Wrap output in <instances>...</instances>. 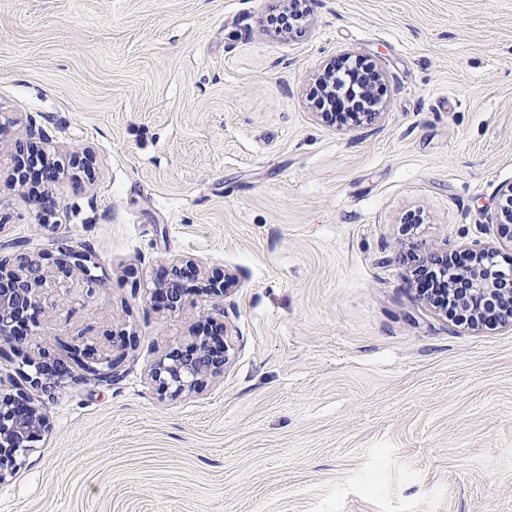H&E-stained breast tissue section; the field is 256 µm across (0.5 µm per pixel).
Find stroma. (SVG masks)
<instances>
[{
  "label": "stroma",
  "instance_id": "1",
  "mask_svg": "<svg viewBox=\"0 0 512 512\" xmlns=\"http://www.w3.org/2000/svg\"><path fill=\"white\" fill-rule=\"evenodd\" d=\"M281 4L0 0V260L87 257L0 339V392L42 348L70 371L0 512H512V328L414 289L438 256L512 265L490 222L512 0H307L286 35ZM345 58L382 73L371 126L318 113L315 77ZM34 150L45 196L9 184ZM178 257L235 282L168 311L149 287ZM207 313L224 374L170 397L148 370ZM121 331L138 342L111 380L72 354Z\"/></svg>",
  "mask_w": 512,
  "mask_h": 512
}]
</instances>
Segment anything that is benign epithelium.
I'll list each match as a JSON object with an SVG mask.
<instances>
[{
	"label": "benign epithelium",
	"mask_w": 512,
	"mask_h": 512,
	"mask_svg": "<svg viewBox=\"0 0 512 512\" xmlns=\"http://www.w3.org/2000/svg\"><path fill=\"white\" fill-rule=\"evenodd\" d=\"M362 93L368 98L369 109L362 125L369 126L380 119L381 106L371 99L370 86H365ZM500 197L491 220L497 224L500 238L512 243V184L500 189ZM496 252L494 246L484 247L474 255V263L464 266L454 265V260L446 256L441 258V271L448 275L446 294L436 297L420 289L419 299L444 315L453 310L462 313L464 308H470L467 324L473 328L482 326L489 319L512 326V266H499ZM84 261L86 255L77 251L68 252L67 258L57 261L51 269L43 268L40 260L26 254L17 258V264L12 268L0 261V338L23 339L29 323L39 313L37 288L49 277L67 279L73 276L84 266ZM188 266L194 268L198 292L215 298L224 295V283L208 279L195 262L180 259L171 265L166 276L153 281L152 296L170 311H177L182 306L187 292L181 287L182 274ZM191 337L186 348L166 353L149 370L150 379L172 397L196 390L206 379L223 373L226 365L225 346L211 317L197 320ZM74 353L92 360L88 369L103 378L113 376L120 364L113 358L111 349L76 346ZM28 363L34 368L29 380L34 391L50 392L67 376L46 349L39 350ZM47 428L48 423L30 393L19 391L13 395H0V482L6 477L4 468L16 466L17 455L33 447Z\"/></svg>",
	"instance_id": "7a95c632"
}]
</instances>
